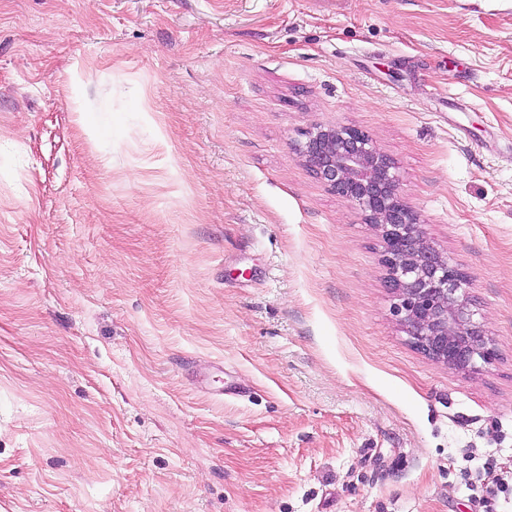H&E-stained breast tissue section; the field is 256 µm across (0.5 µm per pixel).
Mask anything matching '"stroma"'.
Wrapping results in <instances>:
<instances>
[{
    "label": "stroma",
    "instance_id": "stroma-1",
    "mask_svg": "<svg viewBox=\"0 0 512 512\" xmlns=\"http://www.w3.org/2000/svg\"><path fill=\"white\" fill-rule=\"evenodd\" d=\"M396 165L495 349H417L302 161ZM512 0H0V512H512Z\"/></svg>",
    "mask_w": 512,
    "mask_h": 512
}]
</instances>
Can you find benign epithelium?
<instances>
[{
    "label": "benign epithelium",
    "mask_w": 512,
    "mask_h": 512,
    "mask_svg": "<svg viewBox=\"0 0 512 512\" xmlns=\"http://www.w3.org/2000/svg\"><path fill=\"white\" fill-rule=\"evenodd\" d=\"M300 156L318 178L355 202L384 244L393 315L411 342L434 361L470 371L489 362L491 340L474 321L464 276L426 238L398 187L396 168L361 130L317 129Z\"/></svg>",
    "instance_id": "obj_1"
}]
</instances>
